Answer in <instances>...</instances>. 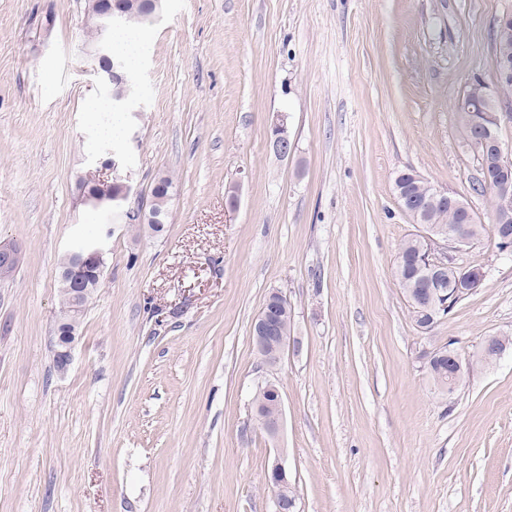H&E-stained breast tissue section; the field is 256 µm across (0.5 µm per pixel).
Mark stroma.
I'll return each mask as SVG.
<instances>
[{
	"instance_id": "obj_1",
	"label": "stroma",
	"mask_w": 512,
	"mask_h": 512,
	"mask_svg": "<svg viewBox=\"0 0 512 512\" xmlns=\"http://www.w3.org/2000/svg\"><path fill=\"white\" fill-rule=\"evenodd\" d=\"M506 13L512 0H164L111 144L88 110L111 94L86 0H0V242L20 252L0 277V512H273L279 454L297 512H512V348L451 394L427 363L512 336V252L433 243L485 278L419 328L395 273L419 227L394 193L412 170L487 221L456 110L476 78L500 96ZM114 155L131 204L172 175L162 232L82 203ZM97 238L104 277L62 374L59 262ZM273 290L292 322L269 367L251 332ZM268 381L275 440L252 407ZM266 390L273 399L264 405L263 411L259 407L257 409L258 412L262 413L261 424L264 431L270 438L275 439L278 437L283 425V400L280 389L276 384L269 383Z\"/></svg>"
}]
</instances>
